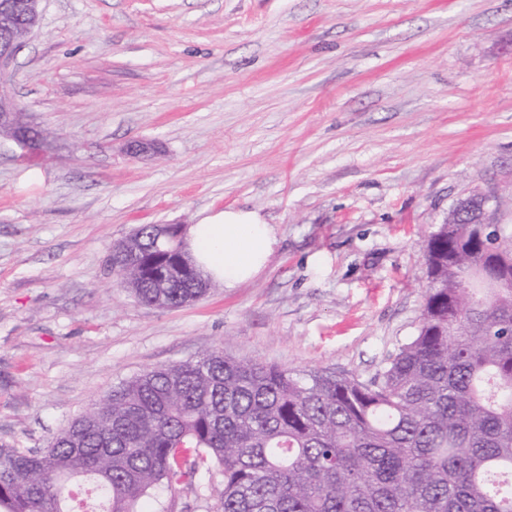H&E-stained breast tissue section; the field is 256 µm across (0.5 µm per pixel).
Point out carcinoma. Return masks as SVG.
I'll list each match as a JSON object with an SVG mask.
<instances>
[{
	"mask_svg": "<svg viewBox=\"0 0 512 512\" xmlns=\"http://www.w3.org/2000/svg\"><path fill=\"white\" fill-rule=\"evenodd\" d=\"M512 234L442 224L428 239L416 336L370 381L214 351L112 388L45 448L0 445V512H139L206 476L221 512H512ZM180 254L139 225L112 252L137 301L176 308L199 287L149 275Z\"/></svg>",
	"mask_w": 512,
	"mask_h": 512,
	"instance_id": "cac0c4a2",
	"label": "carcinoma"
}]
</instances>
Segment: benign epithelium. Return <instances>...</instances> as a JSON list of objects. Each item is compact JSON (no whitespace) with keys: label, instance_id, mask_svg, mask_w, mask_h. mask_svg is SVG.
I'll use <instances>...</instances> for the list:
<instances>
[{"label":"benign epithelium","instance_id":"obj_1","mask_svg":"<svg viewBox=\"0 0 512 512\" xmlns=\"http://www.w3.org/2000/svg\"><path fill=\"white\" fill-rule=\"evenodd\" d=\"M40 2L18 0L14 3L8 0L0 5V127L8 125L17 128L12 141L25 156L45 153L47 139L32 132L30 123L22 122L24 109L16 105L10 82L20 50L28 43L40 23ZM126 152L134 158L148 157L156 152V144L151 140L134 141L126 146ZM465 209L474 210L481 224L497 223L498 200L490 191L474 190L469 193L463 204L455 205L448 212L445 223H461Z\"/></svg>","mask_w":512,"mask_h":512}]
</instances>
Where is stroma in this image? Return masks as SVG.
I'll return each instance as SVG.
<instances>
[{
	"label": "stroma",
	"mask_w": 512,
	"mask_h": 512,
	"mask_svg": "<svg viewBox=\"0 0 512 512\" xmlns=\"http://www.w3.org/2000/svg\"><path fill=\"white\" fill-rule=\"evenodd\" d=\"M0 141V444L47 447L112 387L221 350L373 378L417 332L424 239L475 188L512 231V0H42ZM148 139V159L123 148ZM259 211L233 289L160 309L110 258L141 224ZM167 512H217L206 482Z\"/></svg>",
	"instance_id": "stroma-1"
}]
</instances>
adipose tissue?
Returning a JSON list of instances; mask_svg holds the SVG:
<instances>
[{
  "instance_id": "1",
  "label": "adipose tissue",
  "mask_w": 512,
  "mask_h": 512,
  "mask_svg": "<svg viewBox=\"0 0 512 512\" xmlns=\"http://www.w3.org/2000/svg\"><path fill=\"white\" fill-rule=\"evenodd\" d=\"M277 240L255 210L224 209L202 217L187 234V247L205 275L234 288L267 264Z\"/></svg>"
}]
</instances>
